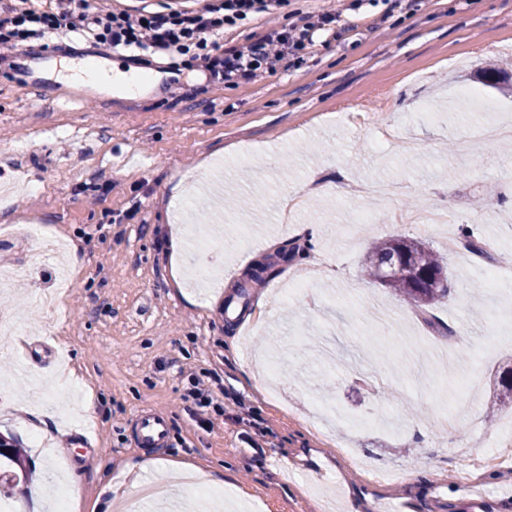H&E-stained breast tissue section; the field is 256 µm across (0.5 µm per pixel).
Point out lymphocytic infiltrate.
Masks as SVG:
<instances>
[{
  "mask_svg": "<svg viewBox=\"0 0 512 512\" xmlns=\"http://www.w3.org/2000/svg\"><path fill=\"white\" fill-rule=\"evenodd\" d=\"M285 0H205L198 8L165 11L126 9L103 12L88 0H61L56 7H12L0 12V62L27 54L34 41L61 27L93 38L112 48H136L152 55L183 54L198 49L201 67L215 82H247L260 71L275 69L286 59L297 58L313 42L318 31H336L343 11L333 8L300 18L299 22L275 25ZM269 20L266 34L245 46H230L219 55L208 53V41L222 37L226 28L255 17ZM215 372L202 370L192 377L183 399L200 427L209 428V409L214 396Z\"/></svg>",
  "mask_w": 512,
  "mask_h": 512,
  "instance_id": "f902f5d3",
  "label": "lymphocytic infiltrate"
}]
</instances>
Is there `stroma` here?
I'll use <instances>...</instances> for the list:
<instances>
[{
  "instance_id": "35a3bbf8",
  "label": "stroma",
  "mask_w": 512,
  "mask_h": 512,
  "mask_svg": "<svg viewBox=\"0 0 512 512\" xmlns=\"http://www.w3.org/2000/svg\"><path fill=\"white\" fill-rule=\"evenodd\" d=\"M382 12H344L340 37H319L304 64L230 87L181 60L146 66L140 90L82 87L67 99L48 77L62 60L134 67L133 50L73 35L0 66V197L13 199L0 269L27 270L0 287V313L15 323L0 341V398L49 408L57 429L42 442L27 414L0 406V433L24 448L29 470L0 501L53 512L76 473L86 503L148 485L158 497L141 512H198V493L166 467L192 460L233 473L241 491L233 501L219 491L210 512H325L330 494L343 512L404 502L410 512H512V470L479 479L481 503L458 490L512 432V407L485 418L512 370V280L488 282L512 266V151L469 136L512 121V95L473 78L488 61L512 72V0ZM30 82L42 84L41 101ZM464 88L477 99L463 101ZM359 180L406 190L341 196ZM183 181L191 192L172 206ZM421 205L447 210L455 236L473 235L485 254L396 223ZM306 224L321 228L316 245L298 233ZM34 225L78 244L77 256L41 253ZM175 231L184 275L173 287ZM380 237L422 241L447 260L452 290L431 306L434 324L362 275ZM324 254L332 277L284 295L285 273ZM377 302L387 325L371 320ZM203 368L224 389L225 414L207 431L182 400ZM145 405L166 414V447L134 446L131 419ZM144 459L161 466L139 471ZM426 469L441 475L410 480Z\"/></svg>"
}]
</instances>
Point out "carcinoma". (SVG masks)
<instances>
[{
  "instance_id": "obj_1",
  "label": "carcinoma",
  "mask_w": 512,
  "mask_h": 512,
  "mask_svg": "<svg viewBox=\"0 0 512 512\" xmlns=\"http://www.w3.org/2000/svg\"><path fill=\"white\" fill-rule=\"evenodd\" d=\"M486 86L512 92L509 77L494 67L479 74ZM363 271L399 297L426 308L450 293L447 264L418 240L376 239L363 260ZM26 474L25 451L13 438L0 434V482L15 484Z\"/></svg>"
}]
</instances>
